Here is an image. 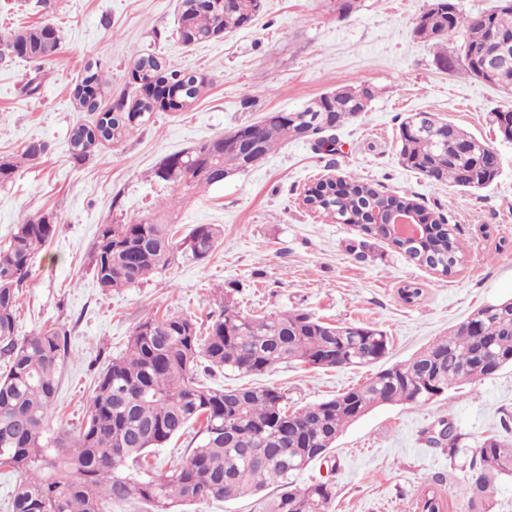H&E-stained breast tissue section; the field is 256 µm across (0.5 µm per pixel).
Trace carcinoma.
<instances>
[{"label": "carcinoma", "instance_id": "1", "mask_svg": "<svg viewBox=\"0 0 512 512\" xmlns=\"http://www.w3.org/2000/svg\"><path fill=\"white\" fill-rule=\"evenodd\" d=\"M261 0H180L179 34L186 44L215 38L218 33L251 23ZM414 35L441 49L448 70L480 80L470 53L492 49V28L512 33V0L478 14H465L452 0H427L418 14ZM460 38L453 54L448 41ZM21 44L25 59L44 62L59 52L60 37L47 24L10 35ZM145 70L139 87L144 94L120 98L122 111L102 113L92 125L73 128V154L84 158L94 143H118L148 123L157 112H179L191 106L210 85L205 75L167 71L148 55L136 59ZM78 96L93 112L98 77ZM355 87L344 89L330 107L292 112L259 133L254 151L224 146L228 132L163 159L155 170L162 182H183L209 188L255 166L288 139H310L315 148L335 153V132L368 106H358ZM428 122L432 128L407 135L403 128ZM400 160L434 184L462 190L482 189L501 171L498 151L483 138L454 122L418 112L400 123ZM305 202L339 224H352L366 236L380 238L410 260L442 276H451L461 260L453 228L407 196L387 194L352 177L336 193L332 185L308 190ZM412 208L418 222L430 226L427 237L406 245L376 223L389 211ZM50 215L17 226L9 244L0 247V468L22 474L12 498V512H105L106 500H140L154 512L202 500H232L275 493L266 512H331L329 480L307 485L297 477L311 463L327 456L336 440L357 421L384 404L426 405L451 390L479 383L512 366V300L483 305L410 358L376 371L368 382L334 397L288 410L287 397L269 386L213 388L198 381L197 370H224L244 376L262 375L282 363L312 368L368 367L389 354L390 337L369 324L334 325L305 312L246 315L224 304L199 336L197 322L182 314H166L139 322L128 339L126 354L113 359L98 375L93 395L74 437L50 427L59 375L68 355V333L62 326L18 335L16 306L29 275L30 261L54 235ZM221 229L198 224L181 242L169 224L158 221L103 224L92 246L94 276L105 291L142 283L165 270L177 257L201 261L215 249ZM201 426L200 440L179 464L162 469L147 459L153 448L181 435L192 423ZM501 432L472 451L461 466L453 493L467 502V512H493L497 486L512 477V419ZM461 434L447 418L438 421L427 442L448 452L461 451ZM135 469L138 477L128 470ZM401 512H443L441 497L428 491Z\"/></svg>", "mask_w": 512, "mask_h": 512}]
</instances>
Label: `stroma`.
<instances>
[{"label":"stroma","mask_w":512,"mask_h":512,"mask_svg":"<svg viewBox=\"0 0 512 512\" xmlns=\"http://www.w3.org/2000/svg\"><path fill=\"white\" fill-rule=\"evenodd\" d=\"M425 3L360 0L340 21L336 0H263L251 25L187 46L173 35L178 0H0V41L43 22L61 36L60 53L42 65L0 57V160L21 164L15 181L0 186V247L25 220L56 219L53 239L31 260L17 309L19 335L51 324L69 332L55 426L78 429L98 373L125 353L134 326L149 317L176 312L203 328L230 300L248 315L300 311L335 324L367 323L390 336L393 363L448 334L480 306L512 298V142L496 138L487 120L492 109L512 105V94L441 68L438 48L413 33ZM147 48L170 68L208 75L211 86L189 109L155 113L121 143L75 158L71 128L97 119L80 109L76 85L94 70L103 105L139 95L132 54ZM31 80L37 90L29 94ZM360 83L378 95L337 130L336 154L296 139L217 187L188 190L154 176L168 156ZM414 112L451 120L490 142L501 155L499 177L464 192L405 168L399 125ZM33 141L45 143L46 152L22 162ZM326 175L362 178L448 217L462 249L454 274L439 276L387 242L309 211L302 193ZM154 219L172 224L179 239L198 224H218L224 232L204 260L180 259L140 285L102 290L90 257L100 226ZM409 284L421 290L410 303L400 296ZM372 374L369 367L288 363L245 380L204 371L198 378L215 388L273 385L299 407L363 385ZM507 411L510 366L423 407L379 406L299 481L332 480V512H399L438 472L443 512H464L450 492L461 461L429 445L427 435L440 418L451 419L470 452L498 433Z\"/></svg>","instance_id":"stroma-1"}]
</instances>
